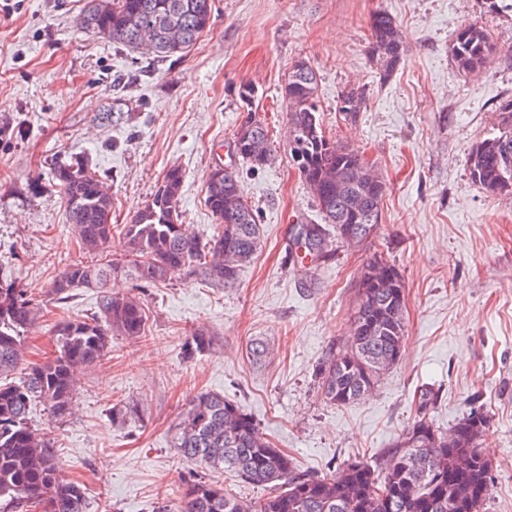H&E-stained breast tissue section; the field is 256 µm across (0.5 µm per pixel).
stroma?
I'll return each instance as SVG.
<instances>
[{"label": "stroma", "mask_w": 512, "mask_h": 512, "mask_svg": "<svg viewBox=\"0 0 512 512\" xmlns=\"http://www.w3.org/2000/svg\"><path fill=\"white\" fill-rule=\"evenodd\" d=\"M86 2L0 0V273L48 308L25 361L52 353L54 324L97 307L82 289L66 304L48 300L56 276L88 259L51 182L57 159L88 156L104 177L114 202L108 250L118 254L121 225L173 166L185 174L184 223L213 233L204 175L231 159L246 117L240 84L257 87V115L276 147L270 164L241 170L263 246L233 287L186 275L140 289L118 280L140 297L146 335L114 339L108 358L81 372L70 420L53 428L88 512H154L179 501L194 467L175 453L171 433L196 393L224 394L300 472L326 476L387 450L410 425L422 385L440 393V429L475 410L486 415L485 512H512V197L488 194L466 164L512 99V17L487 13L481 0H215L210 29L161 61L78 29ZM378 10L396 19L406 47L385 82L367 57ZM470 22L499 49L467 76L449 47ZM302 58L317 73L329 136L364 150L389 184L378 237L359 246L334 240L333 258L313 262L293 258L288 241L290 225L321 220L286 148L281 88ZM353 84L365 86L367 103L351 121L339 96ZM375 253L405 281L404 355L366 400L332 405L317 370L347 339L359 275ZM198 328L213 332L217 347L186 357ZM257 337L269 348L259 362L246 354ZM120 402L141 405L139 420L113 421Z\"/></svg>", "instance_id": "1"}]
</instances>
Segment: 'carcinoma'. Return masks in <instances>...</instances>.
Returning a JSON list of instances; mask_svg holds the SVG:
<instances>
[{"mask_svg": "<svg viewBox=\"0 0 512 512\" xmlns=\"http://www.w3.org/2000/svg\"><path fill=\"white\" fill-rule=\"evenodd\" d=\"M214 0H87L79 29L103 36L135 52L143 45L157 58L186 52L210 27ZM368 53L386 81L398 70L405 47L394 17L375 13L369 22ZM497 45L477 24L461 27L450 48L463 73L479 71ZM292 138L288 153L314 197L324 223L310 229L318 248L306 244L303 258L328 255L326 225L342 240L360 244L377 235L388 186L358 148L328 137L318 105V78L311 64L295 62L282 86ZM366 88L350 86L340 95V112L357 118ZM268 128L251 115L238 127L233 150L253 169L272 152ZM471 179L493 195L512 196V99L499 107L497 132L468 154ZM52 182L63 194L67 221L82 248L98 259L72 264L53 280L48 294L61 303L73 291L96 293L98 312L89 319L59 323L57 349L42 362L22 365L27 332L43 317L42 303L15 282L0 280V512H87L82 488L68 480L52 432L32 426L34 404L46 407L52 421L70 416L76 375L103 362L112 337L136 341L145 335L147 313L132 294L112 291L120 274L146 288L181 272H198L212 283L233 286L240 269L261 247L253 206L242 195L240 172L216 165L206 181L205 203L218 231L210 238L183 224L179 202L184 173L171 167L152 197L124 226L125 253H105L112 236V194L84 156L60 160ZM405 282L394 264L375 254L363 266L348 343L330 350L318 368L326 400L338 406L366 399L382 375L401 358L406 336ZM215 337L192 332L186 353L210 350ZM439 391L422 385L414 393L408 428L372 464L352 462L329 476L296 471L293 460L264 440L253 416L219 393L200 392L187 403L173 427L172 445L203 472L186 484L177 512H483L491 484V463L480 445L487 417L471 412L449 431L439 430L431 413ZM139 417V406L118 403L112 419ZM230 471L251 485H269L270 494L247 500L229 493L208 473Z\"/></svg>", "mask_w": 512, "mask_h": 512, "instance_id": "obj_1", "label": "carcinoma"}]
</instances>
